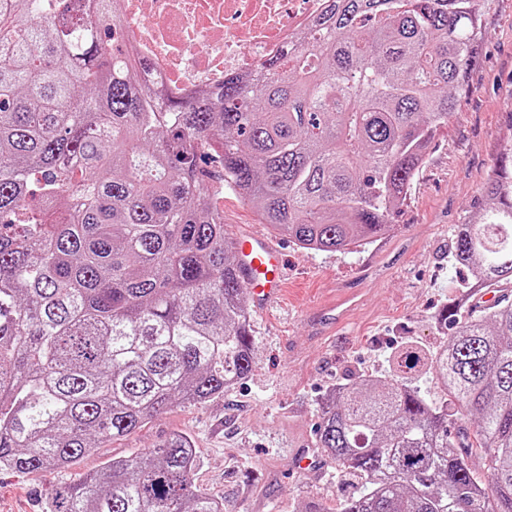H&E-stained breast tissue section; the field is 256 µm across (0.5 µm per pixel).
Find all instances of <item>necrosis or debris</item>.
<instances>
[{
  "label": "necrosis or debris",
  "mask_w": 512,
  "mask_h": 512,
  "mask_svg": "<svg viewBox=\"0 0 512 512\" xmlns=\"http://www.w3.org/2000/svg\"><path fill=\"white\" fill-rule=\"evenodd\" d=\"M131 55L148 58L164 95L189 100L197 89L245 77L283 53L325 10V0H115Z\"/></svg>",
  "instance_id": "1"
}]
</instances>
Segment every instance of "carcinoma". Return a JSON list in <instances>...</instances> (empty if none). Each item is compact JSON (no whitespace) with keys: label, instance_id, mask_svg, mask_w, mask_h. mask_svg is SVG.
<instances>
[{"label":"carcinoma","instance_id":"1","mask_svg":"<svg viewBox=\"0 0 512 512\" xmlns=\"http://www.w3.org/2000/svg\"><path fill=\"white\" fill-rule=\"evenodd\" d=\"M489 4L329 0L254 78L163 106L81 0H0V469L67 470L248 376L217 196L302 249L375 242L469 88ZM481 197L449 253L471 310L440 313L435 353L408 346L389 380L322 404L316 447L358 486L338 512H512V298L477 303L512 288V141ZM195 471L174 433L58 484L46 512H224Z\"/></svg>","mask_w":512,"mask_h":512}]
</instances>
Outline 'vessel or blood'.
Wrapping results in <instances>:
<instances>
[{
    "label": "vessel or blood",
    "mask_w": 512,
    "mask_h": 512,
    "mask_svg": "<svg viewBox=\"0 0 512 512\" xmlns=\"http://www.w3.org/2000/svg\"><path fill=\"white\" fill-rule=\"evenodd\" d=\"M236 248L239 275L251 290L256 306L262 308L279 299L288 286L279 248L256 234L239 236Z\"/></svg>",
    "instance_id": "obj_1"
}]
</instances>
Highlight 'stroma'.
<instances>
[{
    "instance_id": "35a3bbf8",
    "label": "stroma",
    "mask_w": 512,
    "mask_h": 512,
    "mask_svg": "<svg viewBox=\"0 0 512 512\" xmlns=\"http://www.w3.org/2000/svg\"><path fill=\"white\" fill-rule=\"evenodd\" d=\"M482 24L487 35L471 89L429 146L406 204L382 238L346 252H308L261 223L243 195L230 189L220 195L226 238H277L288 262V294L249 311L251 373L204 403L172 405L68 470H0V512H42L58 482L81 478L103 459L154 448L177 431L196 449L197 487L221 500L224 512H304L313 500L338 506L342 493L331 461L304 473L293 457L315 446L320 406L333 389L388 378L402 346L440 348L438 315L457 301L456 287L468 276L448 262L452 229L477 217L473 202L512 139V0H492ZM351 290L360 291L362 304L349 322L334 324L313 311L314 302Z\"/></svg>"
}]
</instances>
